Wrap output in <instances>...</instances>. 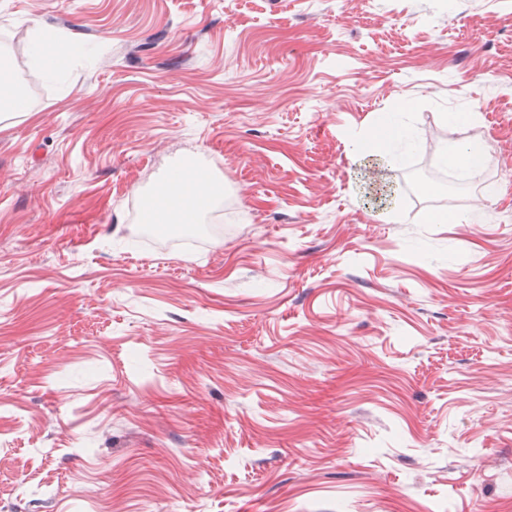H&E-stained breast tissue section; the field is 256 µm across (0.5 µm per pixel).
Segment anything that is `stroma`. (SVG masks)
Masks as SVG:
<instances>
[{"mask_svg": "<svg viewBox=\"0 0 512 512\" xmlns=\"http://www.w3.org/2000/svg\"><path fill=\"white\" fill-rule=\"evenodd\" d=\"M1 44L0 512H512V223L389 215L345 152L397 113L388 181L512 174V0H0ZM198 167L197 265L122 248ZM51 47H56L54 37L34 30L30 37L29 66L50 78H55L60 74V67L48 55V49Z\"/></svg>", "mask_w": 512, "mask_h": 512, "instance_id": "stroma-1", "label": "stroma"}]
</instances>
